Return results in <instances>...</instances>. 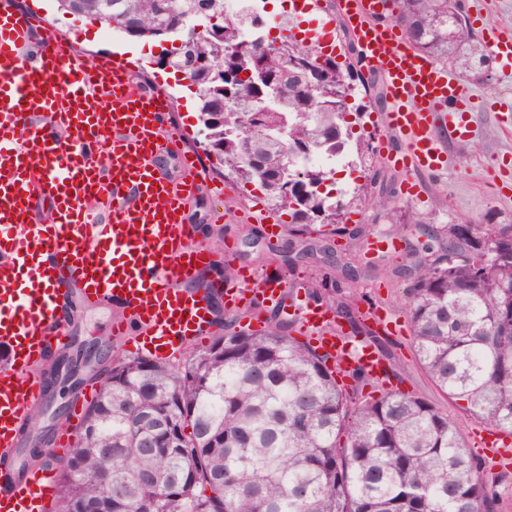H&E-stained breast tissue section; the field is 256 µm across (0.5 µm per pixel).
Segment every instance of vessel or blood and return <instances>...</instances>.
<instances>
[{
  "mask_svg": "<svg viewBox=\"0 0 512 512\" xmlns=\"http://www.w3.org/2000/svg\"><path fill=\"white\" fill-rule=\"evenodd\" d=\"M381 0H340L339 8L359 60L382 75L390 107L384 156L406 172L403 194L419 198L421 174L447 165L436 135L464 142L465 115L477 100L447 66L417 53ZM32 17L16 0H0V512H48L56 473L40 466L24 477L14 472L19 430L43 390L39 369L49 352L69 345L60 310L73 291L120 306L113 336H126L128 319L142 327V352L163 358L212 332V309L187 282L210 265L209 248L193 243L184 219L201 182L195 153L181 152L182 176L171 180L154 165L158 134L170 112L165 93H144L120 60L86 68L71 45L45 31L33 60L22 57L33 32ZM489 48L512 71V33L490 29ZM51 204L47 220L33 218L31 202ZM282 284L251 270L239 271L224 289L225 305L281 303ZM327 313L306 304L302 324L329 357L350 347L327 327ZM483 457L512 451L504 436L479 434Z\"/></svg>",
  "mask_w": 512,
  "mask_h": 512,
  "instance_id": "1",
  "label": "vessel or blood"
}]
</instances>
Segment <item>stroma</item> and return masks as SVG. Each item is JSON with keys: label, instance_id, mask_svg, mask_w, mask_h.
Masks as SVG:
<instances>
[{"label": "stroma", "instance_id": "obj_1", "mask_svg": "<svg viewBox=\"0 0 512 512\" xmlns=\"http://www.w3.org/2000/svg\"><path fill=\"white\" fill-rule=\"evenodd\" d=\"M17 2L20 9L34 13L37 19L38 28L33 32L29 53L38 51L42 30L48 27L72 41L78 59L85 66L122 55L129 73L141 74L140 86L145 92L162 91L171 97L170 122L183 131L184 144L178 147L162 142L155 165L162 174L176 179L181 175V150L193 151L203 159L207 185L185 210V221L192 225L195 241L211 247L213 252V261L201 272V279L213 277L228 263L248 267L259 275L284 279L289 284L286 297L292 300L296 297L295 283L340 276L339 267L321 261L308 260L291 268L283 265L281 254L294 248V240L284 231L272 235L267 225L250 220L249 215L257 208L274 213L276 221L284 227L290 222L287 212L275 211L264 193L254 185L226 173H217L211 161L204 159V135L196 112L194 88L182 73L155 66V59L164 50L162 43L119 32L106 33L85 17L58 12L55 0ZM490 76L486 84L467 83V90L481 103L479 109L467 116L471 135L462 144L444 140L448 167L443 172L421 176L424 190L421 201L402 198L403 173L390 167L378 153L382 139L389 134L383 121L386 103L371 92L362 98L367 109L356 116L353 133L368 141L375 151L372 173L367 176L345 170L336 173V181L364 187L369 195L395 196L400 208L398 219L402 222H406L408 210L413 209L421 213L431 227L482 216L496 224H512V189L499 190L492 177L498 166L512 162V127L503 124L506 111L512 108V73L502 71L494 62L490 65ZM216 184L223 185V197L214 195L212 187ZM346 224L360 228L359 237L354 240L335 237L328 240L327 245L352 260L356 276L351 285L360 297L359 312L384 310L397 319L400 328L389 333L387 352L398 387L419 393L435 404L462 429L468 447H475L481 423L446 400L432 383L415 358L410 331L405 327L407 289L411 284L409 251L423 248L426 235L420 233L416 225L408 224L407 246L384 257L371 258L366 253V242L370 236L387 230L389 221L384 213L362 203L349 215ZM67 307L70 335L109 342L110 322L119 316V309L107 302L76 295L68 299Z\"/></svg>", "mask_w": 512, "mask_h": 512}]
</instances>
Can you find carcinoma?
I'll return each instance as SVG.
<instances>
[{"mask_svg": "<svg viewBox=\"0 0 512 512\" xmlns=\"http://www.w3.org/2000/svg\"><path fill=\"white\" fill-rule=\"evenodd\" d=\"M403 38L467 81L486 82L488 51L456 0H391ZM58 9L108 31L161 40L179 28L188 46L169 66L196 87L205 153L251 183L292 218L298 257L326 252L359 200L302 187L285 190L294 154L353 148L342 99L358 94L354 64L340 69L312 45L241 40L249 16L224 17V0H58ZM395 219L393 198H369ZM435 246L414 264L407 317L414 355L454 405L512 437V224L433 227ZM308 296L350 320L348 343L383 340L344 303L337 281L303 283ZM182 363L107 360L104 345L72 341L44 369L82 388L98 386L82 427L57 468L50 512H496L485 463L462 430L415 392L364 394L376 382L357 364L340 384L336 367L281 320L259 332L224 322Z\"/></svg>", "mask_w": 512, "mask_h": 512, "instance_id": "1", "label": "carcinoma"}]
</instances>
